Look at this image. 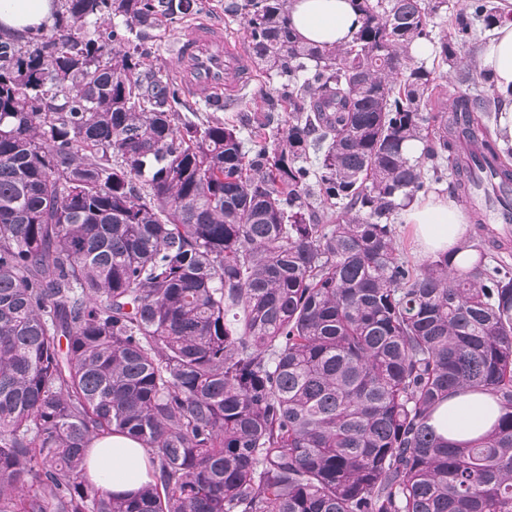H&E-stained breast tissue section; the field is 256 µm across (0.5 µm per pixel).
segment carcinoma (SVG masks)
Segmentation results:
<instances>
[{
	"instance_id": "carcinoma-1",
	"label": "carcinoma",
	"mask_w": 512,
	"mask_h": 512,
	"mask_svg": "<svg viewBox=\"0 0 512 512\" xmlns=\"http://www.w3.org/2000/svg\"><path fill=\"white\" fill-rule=\"evenodd\" d=\"M55 2L0 35V512H512V269L412 265L390 224L427 160L461 197L512 179L490 78L448 109L456 43L407 66L446 0H359L334 49L290 0H225L287 89L251 148L140 51L197 0ZM469 8L464 35L500 20ZM466 390L501 415L457 444L430 418ZM114 432L148 454L133 498L85 477Z\"/></svg>"
}]
</instances>
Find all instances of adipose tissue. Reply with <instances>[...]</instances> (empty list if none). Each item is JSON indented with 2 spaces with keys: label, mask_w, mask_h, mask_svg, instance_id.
I'll return each instance as SVG.
<instances>
[{
  "label": "adipose tissue",
  "mask_w": 512,
  "mask_h": 512,
  "mask_svg": "<svg viewBox=\"0 0 512 512\" xmlns=\"http://www.w3.org/2000/svg\"><path fill=\"white\" fill-rule=\"evenodd\" d=\"M54 9L53 0H0V31L35 32L50 22ZM288 21L302 41L333 48L352 39L362 25V15L355 0H291ZM481 64L505 99L496 137L501 146H512V15H504L495 25L482 49ZM401 218L413 225L421 254L451 253L459 268L471 258V250L464 246L467 217L448 197L410 202ZM498 416L499 408L488 395L461 392L440 405L432 423L446 438L469 442L489 432ZM86 476L112 494H135L151 480L148 455L140 442L120 433L94 438Z\"/></svg>",
  "instance_id": "ef3b65f1"
}]
</instances>
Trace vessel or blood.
<instances>
[{"label": "vessel or blood", "instance_id": "1", "mask_svg": "<svg viewBox=\"0 0 512 512\" xmlns=\"http://www.w3.org/2000/svg\"><path fill=\"white\" fill-rule=\"evenodd\" d=\"M176 59L175 76L189 96L202 91L231 95L253 79L248 56L232 45L223 26L217 23L190 24L178 43Z\"/></svg>", "mask_w": 512, "mask_h": 512}]
</instances>
